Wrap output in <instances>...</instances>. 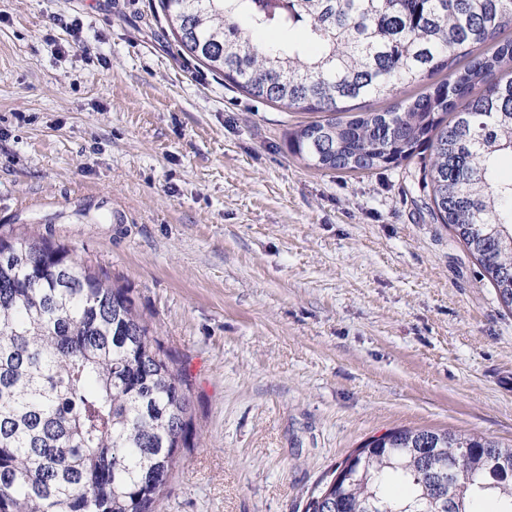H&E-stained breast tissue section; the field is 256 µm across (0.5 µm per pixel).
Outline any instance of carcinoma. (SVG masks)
I'll use <instances>...</instances> for the list:
<instances>
[{
    "mask_svg": "<svg viewBox=\"0 0 512 512\" xmlns=\"http://www.w3.org/2000/svg\"><path fill=\"white\" fill-rule=\"evenodd\" d=\"M183 50L249 96L320 115L292 131L318 170L357 172L431 151L433 213L512 307V0H160ZM273 29L261 46L239 26ZM294 31L319 46L306 54ZM489 49L473 54V47ZM425 93L387 99L438 74ZM195 437L190 383L138 313L68 247L0 232V512H163ZM342 465L305 512H512V445L477 433L399 427ZM398 485L403 493L391 492Z\"/></svg>",
    "mask_w": 512,
    "mask_h": 512,
    "instance_id": "cac0c4a2",
    "label": "carcinoma"
}]
</instances>
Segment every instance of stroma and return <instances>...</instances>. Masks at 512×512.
Masks as SVG:
<instances>
[{"label": "stroma", "mask_w": 512, "mask_h": 512, "mask_svg": "<svg viewBox=\"0 0 512 512\" xmlns=\"http://www.w3.org/2000/svg\"><path fill=\"white\" fill-rule=\"evenodd\" d=\"M312 118L183 53L159 0H0V226L129 288L188 376L166 512H305L396 427L512 443V309L429 152L318 171L288 149Z\"/></svg>", "instance_id": "35a3bbf8"}]
</instances>
